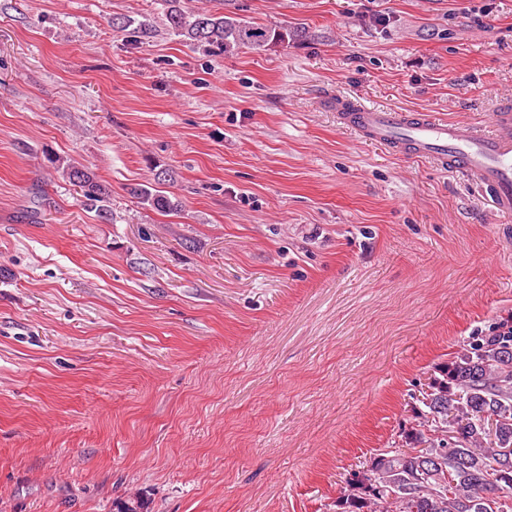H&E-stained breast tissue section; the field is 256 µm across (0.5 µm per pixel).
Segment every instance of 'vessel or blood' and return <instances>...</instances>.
<instances>
[{"label":"vessel or blood","mask_w":512,"mask_h":512,"mask_svg":"<svg viewBox=\"0 0 512 512\" xmlns=\"http://www.w3.org/2000/svg\"><path fill=\"white\" fill-rule=\"evenodd\" d=\"M322 104L365 140L463 175L485 193L495 212L512 213V107L502 106L484 131L431 112L395 111L341 96L326 97Z\"/></svg>","instance_id":"obj_1"}]
</instances>
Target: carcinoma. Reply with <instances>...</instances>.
<instances>
[{
	"instance_id": "1",
	"label": "carcinoma",
	"mask_w": 512,
	"mask_h": 512,
	"mask_svg": "<svg viewBox=\"0 0 512 512\" xmlns=\"http://www.w3.org/2000/svg\"><path fill=\"white\" fill-rule=\"evenodd\" d=\"M171 34L214 55L242 48L269 51L304 40L303 26H262L184 0H164ZM80 188L84 206L109 219L108 191L80 165L62 168ZM139 184L130 194L159 212L178 210L159 186ZM415 424L403 431V448H387L363 471L352 473L349 493L336 499V512H505L512 500V325L499 322L470 336L437 368L419 400Z\"/></svg>"
}]
</instances>
